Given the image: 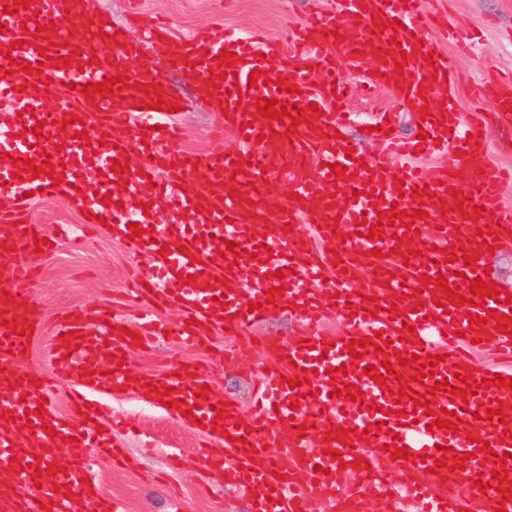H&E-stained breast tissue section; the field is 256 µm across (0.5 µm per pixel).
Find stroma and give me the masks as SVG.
I'll list each match as a JSON object with an SVG mask.
<instances>
[{
    "label": "stroma",
    "instance_id": "35a3bbf8",
    "mask_svg": "<svg viewBox=\"0 0 512 512\" xmlns=\"http://www.w3.org/2000/svg\"><path fill=\"white\" fill-rule=\"evenodd\" d=\"M144 12L167 17L175 35H189L196 27L211 23L246 33L261 28L283 35L287 28L304 26L311 17L334 18L337 0H141ZM425 36L446 55L453 73L449 87L461 113L472 111L480 81L498 71L512 70V0H425ZM452 28L476 31L480 42L470 53H461L448 39ZM140 59L163 69L165 79L180 95L184 109L179 120L189 151L205 152L209 133L217 119L201 94L200 86L186 75L167 69L160 49L140 46ZM369 64L351 61L347 70L355 95L347 103L355 121L346 137L363 139V130L378 113L394 104L390 88L367 91ZM31 223L55 239L50 255L35 257V277L19 284L29 295L42 327L20 366L48 380L47 400L67 412L70 387L53 373L49 357L52 323L67 312L101 308L118 319L131 317L144 307L142 300L125 288L136 275H148L152 257L131 254L107 234L93 231L90 221L58 198L35 200L30 206ZM235 338L223 331H209L203 343L183 348L173 342L152 343L128 352L130 365L141 373H160L167 367L191 366L203 372L215 398H231L248 409L258 387V370L269 360L262 346H255L254 371L243 373L222 364V350L232 348ZM103 407L99 422L111 429L115 442L135 462L126 468L99 453L90 455V471L103 496L119 502L122 512H248L246 497L227 484L224 472L201 475L199 446L204 437L185 421L168 413L146 393L118 395L99 393Z\"/></svg>",
    "mask_w": 512,
    "mask_h": 512
}]
</instances>
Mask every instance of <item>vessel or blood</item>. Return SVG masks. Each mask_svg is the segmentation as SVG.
Instances as JSON below:
<instances>
[{
  "label": "vessel or blood",
  "mask_w": 512,
  "mask_h": 512,
  "mask_svg": "<svg viewBox=\"0 0 512 512\" xmlns=\"http://www.w3.org/2000/svg\"><path fill=\"white\" fill-rule=\"evenodd\" d=\"M340 4L337 20L316 16L296 31L290 53L260 33L203 29L178 37L164 21L142 19L145 38L159 45L171 68L219 82L205 89L211 110L220 115L212 146L193 154L183 147L175 114L155 107L159 101L167 107L179 103L178 94L159 70L135 64L137 46L91 15L86 0H31L26 7L0 0V198L14 209L12 217L0 216V267L11 279L0 290V512H119L114 500L92 496L84 482L89 451L114 449L111 433L98 430V405L89 396L123 394L149 383L169 388V400L184 403L202 420L204 434L223 442V449H203L199 463L207 471L232 469L233 483L248 494L253 512H309L315 502L330 512H365L370 504L376 512H390L391 487L373 468L393 460L395 446L411 452L393 461L421 512H473L485 502L512 512V500L497 490L498 474L512 473V432L504 430L512 416L483 418L486 409L512 406V390L487 384L512 374L476 368L469 356L477 338L498 357L512 359V337L495 319L499 313L512 318V303L489 298L471 310H448L438 305L444 291L420 286L421 278L441 274L453 287L485 277L482 264L447 262L446 251L459 245L477 257L512 241V212H489L504 184L512 182V169L491 162L483 116H463L447 95V58L424 60L433 45L423 38L421 0ZM359 50L374 72L370 85L399 86L397 102L426 110L416 122L426 139L394 137L387 115L378 121L386 147L377 155H368L363 142L341 137L345 117L339 109L352 93L345 63ZM223 51L238 56L225 71L217 62ZM75 52L79 64L57 66V58ZM26 62L42 65V73L24 72ZM255 71L267 72L269 83L251 85ZM116 77L122 80L119 90L92 99L81 92ZM281 78L288 89L278 86ZM67 84L70 96L58 100ZM488 84L496 91L498 122L511 127L512 70ZM273 97L300 104L304 123L258 115L257 99ZM313 103L325 108L324 116L310 111ZM137 112L142 119L135 124ZM63 129L69 146L58 153L53 144ZM228 129L236 148L224 146ZM134 148L140 166L114 172L113 160ZM420 154L443 157L442 171L426 176L416 163ZM47 158L54 164L50 177L33 175L25 165ZM335 164L345 167V175H332ZM38 190L111 220L112 240L154 257L155 272L137 293L183 316L174 324L148 314L125 327L100 310L58 319L50 336L51 365L72 386L66 414L39 411L46 380L32 382L30 372L12 364L28 348L20 330L34 312L30 297L12 283L34 275L36 237L23 218L30 193ZM106 194L108 206L102 202ZM458 195L466 199L460 211ZM394 207L423 216L407 228L393 220L373 240L360 234L359 223L379 224L381 213ZM476 207L483 213L474 221L468 214ZM133 223L146 226V233L131 237ZM229 241L237 251L226 250ZM398 245L413 249V256L394 254ZM281 269L286 275L280 280ZM278 287L282 295L269 296ZM287 299L297 304L304 328L285 340L264 337L271 363L249 413L224 400L199 398L185 389L183 371L131 381L118 367L136 343L165 334L188 346L212 329L249 335ZM472 313L482 317L481 326H471ZM338 314L346 328L324 332L323 323ZM91 322L99 333H88ZM70 332L77 338L72 349L63 341ZM366 337L373 345L353 357L349 343ZM398 354L409 358L408 367L386 372L384 360ZM431 356L439 359L431 376L415 381ZM368 366L383 374V382L365 374ZM466 374L478 383L477 393L462 398L437 390L444 379L451 388H463ZM294 377L299 387H289ZM349 385L358 386L361 399L343 396ZM399 388L407 395L400 402L393 396ZM443 410L454 413L455 429L432 426L431 413ZM7 412L13 420H4ZM33 441L43 446L42 455L31 451ZM483 441L489 451L480 450ZM446 447L465 458L463 469L436 468ZM63 448L69 451L66 468L53 472ZM281 449L295 462L282 479L275 475ZM479 480L487 490L476 488Z\"/></svg>",
  "instance_id": "obj_1"
}]
</instances>
